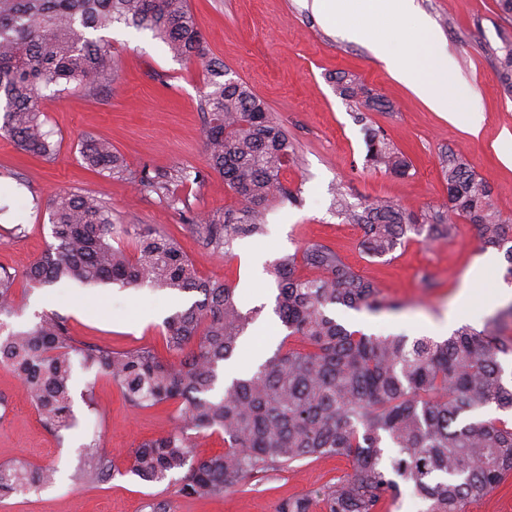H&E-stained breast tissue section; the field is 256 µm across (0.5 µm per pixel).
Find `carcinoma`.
<instances>
[{"label":"carcinoma","instance_id":"cac0c4a2","mask_svg":"<svg viewBox=\"0 0 512 512\" xmlns=\"http://www.w3.org/2000/svg\"><path fill=\"white\" fill-rule=\"evenodd\" d=\"M123 24L161 39L174 57L202 64L199 99L206 117L209 169L224 177L238 207L210 213L191 225L202 244L227 253L232 242L262 233L276 203L295 204L283 182L296 160L287 130L264 101L224 63L208 57L187 0H0V136L47 162L56 142L41 119L43 91L76 83L96 90L114 79L117 64L101 30ZM503 91L512 96V44L496 57ZM343 100L383 112L389 106L353 76L340 72ZM83 162L102 173L128 176L141 189L175 202L171 182L198 183L203 173L180 167L173 174L133 172L102 140L82 144ZM368 162L397 176L412 167L406 155L376 130ZM447 199L418 213L389 199L360 204L336 198L337 212L362 230L361 251L382 258L414 239L449 240L458 221L476 227L486 248L503 254L504 280L512 283V219L496 209L491 188L462 157L441 156ZM53 243L25 270L31 287L61 280L82 285L116 283L197 292L202 299L165 322L176 361L151 351L113 352L76 342L66 320L43 315L30 328L6 322L15 311L16 275L0 267V365L23 383L44 426L53 433L74 425L73 356L85 370L112 378L130 404H179L176 425L141 443L128 469L149 482L176 479L184 496H212L263 473L323 455L352 460L354 471L324 486L316 497L323 512H381L406 484L425 500V512H465L468 502L512 475V424L501 417L470 418L495 406L512 411V384L501 358L512 355V302L476 329L460 326L448 338L375 336L343 324L337 305L379 313L391 309L378 287L330 247L310 243L269 266L277 287L274 313L303 347L281 342L258 370L224 377L259 310L241 307L222 281L201 279L170 238L139 229L135 252L112 245V213L96 195L62 193L48 204ZM314 268L317 278L299 274ZM224 434V454L190 462L192 433ZM113 462L90 454L79 469L83 483L105 482ZM54 468L15 461L0 464V497L25 494L51 483ZM307 496L282 501L278 512H311Z\"/></svg>","mask_w":512,"mask_h":512}]
</instances>
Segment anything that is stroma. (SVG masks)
<instances>
[{"instance_id": "stroma-1", "label": "stroma", "mask_w": 512, "mask_h": 512, "mask_svg": "<svg viewBox=\"0 0 512 512\" xmlns=\"http://www.w3.org/2000/svg\"><path fill=\"white\" fill-rule=\"evenodd\" d=\"M188 4L210 57L247 82L287 129L299 164L285 178L298 190L300 204L270 208L264 233L236 239L224 257L205 249L190 229L197 216L236 207L219 175L175 186L179 202L171 207L129 180L87 168L80 156L87 137L109 140L132 170L207 166L205 119L198 108L205 82L201 66L177 60L148 32L114 27L106 38L118 63L115 80L94 92L72 85L41 103L46 128L58 144L55 161L27 155L0 138V182L11 188L0 200V265L18 275L13 327L31 326L42 313H54L80 342L115 351L150 348L166 360L164 319L199 298L195 292L116 284L29 288L23 273L52 241L47 201L63 191L100 196L113 223L143 224L173 238L201 278L224 281L235 288L243 308H260L236 352L239 370L263 363L287 334L273 312L276 289L268 265L310 242L334 249L396 303V310L377 314L336 307L338 320L368 334L435 337L446 316L476 309V302L461 296L464 284L478 296H494L504 283L503 256L481 250L473 225H459L453 239L412 242L392 259H372L360 250V228L344 223L334 202L339 196L353 203L386 196L415 212L441 203L447 192L439 158L451 151L466 158L491 187L503 217L512 218V166L495 151L501 137L512 134V97L503 92L495 67L499 48L512 41V17L500 13L496 0H414V14L380 26L399 52L416 54L426 48L418 19L430 20L451 61L457 91L449 95L448 108L459 114L454 123L388 72L373 52L371 32L341 35L313 0ZM341 71L358 75L390 111L370 110L357 121L333 83ZM472 123L479 124L478 135L468 133ZM374 128L410 158L408 176L367 164L366 141ZM86 389L95 408L75 399L77 424L57 435L43 426L17 377L0 367V463L22 458L57 469L52 485L0 498V512H151L160 501L171 512H277L281 501L315 495L353 471L343 456L307 458L221 495L182 496L175 486L146 483L128 471L138 445L175 425L176 404L131 406L110 377L76 369L74 390ZM89 451L111 457V479L77 481Z\"/></svg>"}]
</instances>
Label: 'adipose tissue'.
Wrapping results in <instances>:
<instances>
[{"label":"adipose tissue","mask_w":512,"mask_h":512,"mask_svg":"<svg viewBox=\"0 0 512 512\" xmlns=\"http://www.w3.org/2000/svg\"><path fill=\"white\" fill-rule=\"evenodd\" d=\"M337 28L357 33L365 23L376 17L398 20L408 16L413 0H314ZM373 51L383 60L388 71L400 79L429 107L437 112L448 109V70L445 55L416 54L406 56L397 52L386 38L373 40Z\"/></svg>","instance_id":"ef3b65f1"}]
</instances>
